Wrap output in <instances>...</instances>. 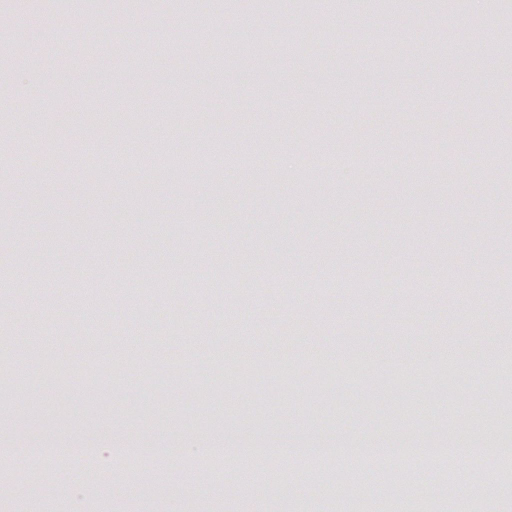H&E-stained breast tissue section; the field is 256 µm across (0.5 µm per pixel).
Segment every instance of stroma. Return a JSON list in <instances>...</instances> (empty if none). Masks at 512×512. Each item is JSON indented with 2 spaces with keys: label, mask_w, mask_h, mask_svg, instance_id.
<instances>
[{
  "label": "stroma",
  "mask_w": 512,
  "mask_h": 512,
  "mask_svg": "<svg viewBox=\"0 0 512 512\" xmlns=\"http://www.w3.org/2000/svg\"><path fill=\"white\" fill-rule=\"evenodd\" d=\"M506 9L461 11L456 0H418L389 18L388 30L411 42L398 65L332 52L336 19L351 17L345 41L366 37L375 12L369 0H337L306 11L299 5L266 13L257 0H197L193 14H168L166 0H104L89 18L84 0H0V149L25 138L31 154L51 155L25 178L14 158L0 163V448L17 451L20 474L0 480V512H267L283 503L304 512H410L382 479L337 477L326 486L298 478L273 493L249 486L235 495L223 481L168 462V484L132 482L106 472L85 485L72 459L60 458L49 486L25 476L34 448L68 443L116 448L148 444L200 450L251 447L283 433L278 458L316 438L350 439L385 448L396 433L454 448L472 445L468 410L498 420L512 410V384L487 371L476 384L459 380L454 401L432 372L402 391L375 376L373 391L309 382L281 392L271 377L226 381L209 358L219 345L245 347L253 364L283 351L341 355L353 347L431 361L456 349L465 363L488 354L487 339L512 348V298L497 287L512 272V44L495 37ZM476 35L465 50L442 53L444 28ZM153 28L149 40L134 31ZM244 45L225 59L226 37ZM108 127L97 149L116 142L181 152L210 148L274 149L298 155L320 148L370 149L376 143L412 150L447 145L491 157L490 165L447 175L399 171L325 173L284 168L273 175L181 171L165 176L161 194L144 192L150 172L113 181L84 146ZM86 190L66 204V185ZM80 239L84 252L71 251ZM317 280L360 277L359 296L328 297L284 283L262 286L265 270ZM392 265L396 284L380 287ZM214 284L203 300H175L162 280L176 267ZM481 268L483 282L440 283L453 268ZM111 280L95 324L77 301L78 285ZM125 308V328L111 321ZM183 356L207 370L166 379L160 363ZM426 407L425 417L416 410ZM499 477L470 476L437 512H503Z\"/></svg>",
  "instance_id": "obj_1"
}]
</instances>
